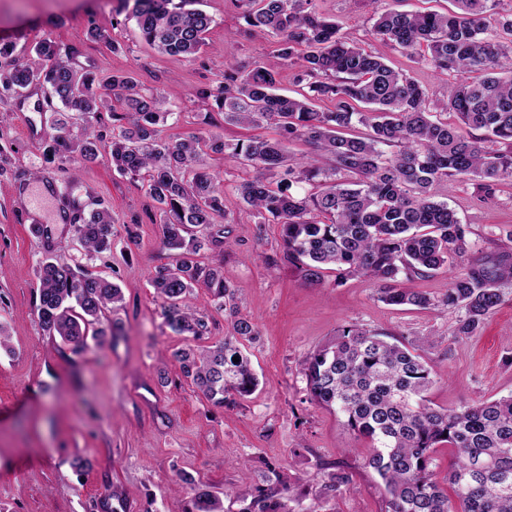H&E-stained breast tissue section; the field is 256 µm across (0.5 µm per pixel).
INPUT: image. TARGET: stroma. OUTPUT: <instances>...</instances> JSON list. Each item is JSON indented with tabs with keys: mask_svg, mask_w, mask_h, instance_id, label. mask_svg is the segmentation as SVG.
<instances>
[{
	"mask_svg": "<svg viewBox=\"0 0 512 512\" xmlns=\"http://www.w3.org/2000/svg\"><path fill=\"white\" fill-rule=\"evenodd\" d=\"M119 7V0H0V42L13 43L20 54L48 38L77 48V64L100 78L129 71L160 92L178 87L171 101L175 117L161 128L166 139L201 132L197 115L207 106L195 92L220 86L226 58L244 65L270 47V38L245 32L232 0H202L213 23L193 60L145 44ZM316 8L394 69L446 92V76L370 36L375 0H316ZM92 27L107 34V42L87 40ZM18 101L0 91V330L8 338L0 347V512H108L112 506L119 512H187L196 485L224 490L223 512H244L248 503L236 490L274 483L279 474L302 492L286 501L287 512H384V491L367 465L363 440L311 402L302 371L307 356L347 324L406 343L424 341L422 354L440 378L428 393L432 405L512 394V368L504 364L512 356V284L480 335L455 343L456 311L394 309L380 301L377 283L367 277L338 286L328 274L307 283L279 260V226L255 223L233 191L245 169L214 154L208 163L227 186L230 245L223 257L205 249L198 259L222 261L237 310L215 307L203 292L197 304L210 317L212 341L223 340L233 315L257 326L248 352L260 381L240 404L214 406L173 357L186 341L166 325L151 280L172 264L174 253L149 218L144 189L113 173L106 157L77 164L47 155L60 134L56 113L48 107L34 113L39 135L30 138L24 131L30 118L18 111ZM45 176L79 201L96 195L112 215V249L94 270L122 291L121 306L108 318L120 322L123 333L84 352L47 335L39 321V262L51 254L83 257L73 227L53 221L63 197L34 190ZM24 186L32 188L30 198H22ZM438 195L468 225L471 250L512 252V181L483 199L471 183L451 178ZM36 224L44 235L33 233ZM323 463L351 474L340 493L324 492ZM187 476L193 485L184 484Z\"/></svg>",
	"mask_w": 512,
	"mask_h": 512,
	"instance_id": "35a3bbf8",
	"label": "stroma"
}]
</instances>
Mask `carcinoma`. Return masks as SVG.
<instances>
[{
  "mask_svg": "<svg viewBox=\"0 0 512 512\" xmlns=\"http://www.w3.org/2000/svg\"><path fill=\"white\" fill-rule=\"evenodd\" d=\"M131 9L141 39L162 53L193 59L212 18L198 0H120ZM248 31L277 39L272 59L240 67L229 59L224 85L214 97L224 123L251 128L264 123L272 137L227 143L208 131L165 141L158 126L173 115L170 96L144 87L131 73L102 81L78 69V50L50 39L24 57L0 43V89H45L48 106L62 109L63 130L49 151L64 160L94 162L108 154L120 176L146 186L155 223L176 260L152 280L171 331L202 340L211 335L208 316L193 300L207 289L219 307L234 298L219 265H202L203 249L228 246L224 184L206 172L209 153H224L249 169L235 190L259 224L281 226V260L309 282L324 273L342 284L354 276L379 283L380 299L395 307L458 312L453 341L477 336L505 302L512 283V254L468 255V230L444 201L439 185L472 181L479 196H493L512 179V8L503 0H454L447 13H409L388 7L374 19L371 35L419 58L448 76L474 74L448 85V95L396 71L367 52L339 25L312 8L314 0H236ZM293 72L304 92L277 93L281 69ZM110 100L103 99L101 90ZM333 109L319 112L313 100ZM452 112L457 122L438 118ZM112 119V138L96 125ZM485 135L477 138L473 131ZM312 147L295 157L288 145ZM310 190H301V185ZM84 255L111 250L112 218L102 202L86 211L68 200ZM460 261L439 298L415 281ZM38 313L44 331L76 352L123 300L121 288L88 267L48 256L39 263ZM246 318L232 321L224 340L200 349L181 348L175 360L214 405L250 395L258 378L245 343L258 336ZM311 400L332 409L357 437L369 442L368 465L385 490V512H512V394L479 404L436 409L424 394L435 383L432 366L391 336L356 324L340 327L333 341L304 361ZM453 462L443 478L435 472L439 449ZM326 490L339 492L351 476L324 466ZM254 489L249 512H279L278 485ZM218 497L195 490L188 512H219Z\"/></svg>",
  "mask_w": 512,
  "mask_h": 512,
  "instance_id": "obj_1",
  "label": "carcinoma"
}]
</instances>
